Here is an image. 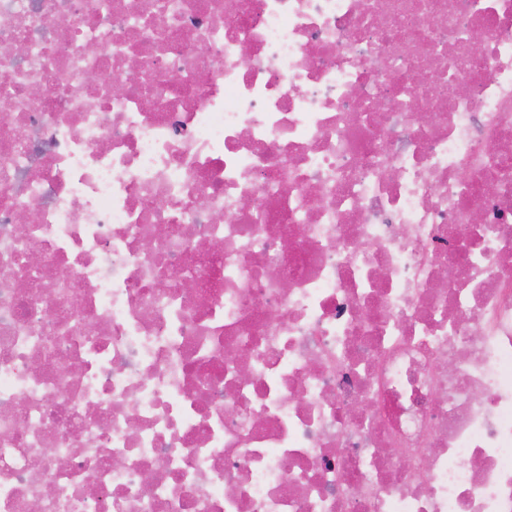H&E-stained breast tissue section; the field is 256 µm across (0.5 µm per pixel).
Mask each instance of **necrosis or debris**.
Returning a JSON list of instances; mask_svg holds the SVG:
<instances>
[{
	"instance_id": "obj_1",
	"label": "necrosis or debris",
	"mask_w": 512,
	"mask_h": 512,
	"mask_svg": "<svg viewBox=\"0 0 512 512\" xmlns=\"http://www.w3.org/2000/svg\"><path fill=\"white\" fill-rule=\"evenodd\" d=\"M0 101V512H512V0H0Z\"/></svg>"
}]
</instances>
